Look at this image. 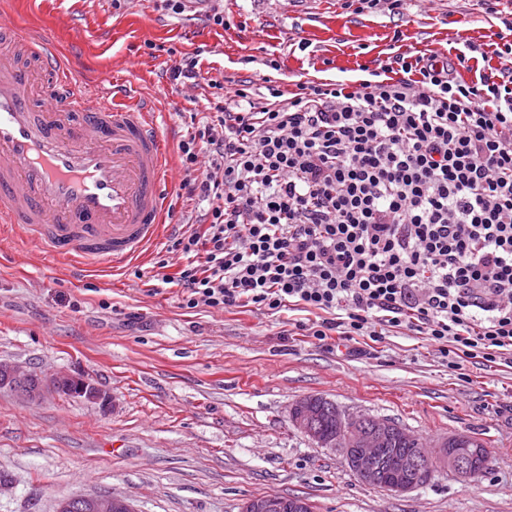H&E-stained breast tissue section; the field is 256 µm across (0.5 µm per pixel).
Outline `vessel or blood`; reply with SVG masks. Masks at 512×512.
<instances>
[{"label":"vessel or blood","instance_id":"1","mask_svg":"<svg viewBox=\"0 0 512 512\" xmlns=\"http://www.w3.org/2000/svg\"><path fill=\"white\" fill-rule=\"evenodd\" d=\"M0 33V223L55 256L137 257L162 231L171 164L153 116L45 34L1 21Z\"/></svg>","mask_w":512,"mask_h":512}]
</instances>
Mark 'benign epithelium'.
<instances>
[{
    "mask_svg": "<svg viewBox=\"0 0 512 512\" xmlns=\"http://www.w3.org/2000/svg\"><path fill=\"white\" fill-rule=\"evenodd\" d=\"M78 383L75 395L107 406L111 397L91 378L57 372L49 377L29 371L22 366L0 364V389L9 388L27 400H40L49 391L64 392L66 385ZM330 409L333 429L324 432L316 427L319 411ZM293 426L320 448H339L347 465L357 479L368 486L404 494L430 481L433 465L443 464L466 485L471 481L480 450L459 447V438L448 436L441 439L437 449L416 448L411 453L393 452L387 459L385 472L373 464L378 449L387 446L397 434L408 432L389 419L374 418L341 410L323 396H304L293 404L290 411ZM93 512H135L125 498L99 494L92 499ZM309 503L283 496L267 495L247 501L242 512H308Z\"/></svg>",
    "mask_w": 512,
    "mask_h": 512,
    "instance_id": "obj_1",
    "label": "benign epithelium"
}]
</instances>
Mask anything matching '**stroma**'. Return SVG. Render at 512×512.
<instances>
[{
	"label": "stroma",
	"mask_w": 512,
	"mask_h": 512,
	"mask_svg": "<svg viewBox=\"0 0 512 512\" xmlns=\"http://www.w3.org/2000/svg\"><path fill=\"white\" fill-rule=\"evenodd\" d=\"M226 27L172 17L155 0H12L22 24L49 36L88 79L133 87L168 150L204 112L209 89L186 99L168 78L177 53L204 49L202 72L268 83L356 79L402 50L455 57L461 38L495 42L512 0H405L401 14L347 0H221ZM277 60L278 69L268 66ZM167 236L109 268L45 254L0 226V363L85 374L110 409L51 393L38 403L0 389V512H56L60 498L109 492L137 512H240L248 499L300 496L313 512H512V361L449 370L424 336L325 342L304 335L302 308L186 309L156 281ZM308 395L388 418L434 444L473 435L489 468L461 484L447 468L397 495L362 484L340 449L319 448L289 420Z\"/></svg>",
	"instance_id": "stroma-1"
}]
</instances>
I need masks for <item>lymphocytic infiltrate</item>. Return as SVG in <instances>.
I'll list each match as a JSON object with an SVG mask.
<instances>
[{
	"label": "lymphocytic infiltrate",
	"instance_id": "obj_1",
	"mask_svg": "<svg viewBox=\"0 0 512 512\" xmlns=\"http://www.w3.org/2000/svg\"><path fill=\"white\" fill-rule=\"evenodd\" d=\"M403 52L355 81L212 79L215 113L177 145L171 234L187 309L299 306L325 340L407 330L450 370L512 353V67L458 77Z\"/></svg>",
	"mask_w": 512,
	"mask_h": 512
}]
</instances>
